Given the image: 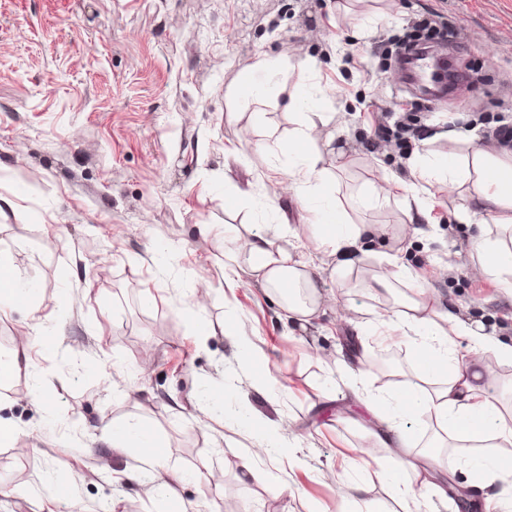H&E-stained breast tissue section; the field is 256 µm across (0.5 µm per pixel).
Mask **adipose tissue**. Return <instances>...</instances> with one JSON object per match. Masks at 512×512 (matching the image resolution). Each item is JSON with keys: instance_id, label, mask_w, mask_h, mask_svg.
I'll use <instances>...</instances> for the list:
<instances>
[{"instance_id": "adipose-tissue-1", "label": "adipose tissue", "mask_w": 512, "mask_h": 512, "mask_svg": "<svg viewBox=\"0 0 512 512\" xmlns=\"http://www.w3.org/2000/svg\"><path fill=\"white\" fill-rule=\"evenodd\" d=\"M312 117H304L295 128L294 159L288 167V179L298 198L314 215V236L336 257L335 270L344 275L361 263L358 244L368 232L363 224L345 220L338 205H324L318 200L324 175L318 170L320 147L310 135ZM414 181L406 190V210L424 213L426 196L434 182L445 181L463 189L466 204L458 214L461 223H476L477 232L471 246L477 256L476 275L495 281L512 291V160L481 148L464 154L451 153L439 157L414 156L410 161ZM247 264L251 277L273 294L300 323H309L316 314L321 298V277L317 270L300 260L296 245L285 236L251 234L241 250L224 254L225 268ZM383 330H399L416 336L415 365L426 374H444V381L433 388L414 386L399 396L394 413L383 414L378 404L367 409L376 415L380 427L373 434L376 445H408L403 426L406 418H431L440 423L459 460L469 461L485 443L512 444V425L499 408L486 396L495 383L493 369L482 365L480 355L493 353L498 359L512 362V343L487 337L472 328L447 304L428 305L413 298L404 309L391 310L379 320ZM469 337L475 361L459 365L455 361L457 337ZM144 426L121 424L112 433V448L134 454L154 470H163L160 484L167 494H175L183 476L164 471L163 453L157 452L155 439L144 436Z\"/></svg>"}]
</instances>
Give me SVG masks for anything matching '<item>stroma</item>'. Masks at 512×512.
<instances>
[{
  "label": "stroma",
  "mask_w": 512,
  "mask_h": 512,
  "mask_svg": "<svg viewBox=\"0 0 512 512\" xmlns=\"http://www.w3.org/2000/svg\"><path fill=\"white\" fill-rule=\"evenodd\" d=\"M443 16L444 60L463 84L426 98L404 83L398 54L412 21ZM286 62L271 91L240 94L257 56ZM319 87V166L349 223L371 224L364 261L346 276L313 236L312 215L275 172L300 120L288 102ZM413 105L417 151L495 152L488 127L512 120V0H0V250L37 313H0V338L22 331L29 362L15 383L46 399L0 393V512H45L53 477H72L55 512H403L389 484L400 459L435 446L444 493L418 508L458 512L483 456L461 463L441 429L407 420L408 449L373 448L366 401L416 383L413 339L371 335L407 295L372 290L397 256L425 301L448 302L491 337L512 339V294L474 278L459 189L432 187L427 234L401 235L402 191L371 201L383 177L410 179L380 113ZM296 240L321 274L320 313L288 317L249 278L224 281V251L249 232ZM213 286L197 308L193 281ZM209 335L200 336V327ZM366 349L344 379L336 363L358 331ZM153 430L184 475L159 505L152 473L130 481L113 425ZM373 448V458L363 456ZM262 449L253 475L241 452ZM362 484L354 501L338 481Z\"/></svg>",
  "instance_id": "stroma-1"
}]
</instances>
